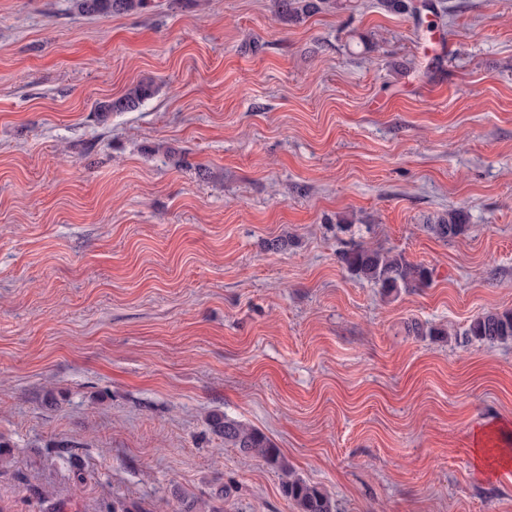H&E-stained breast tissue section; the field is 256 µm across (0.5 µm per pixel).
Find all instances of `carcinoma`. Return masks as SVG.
Here are the masks:
<instances>
[{"instance_id":"obj_1","label":"carcinoma","mask_w":512,"mask_h":512,"mask_svg":"<svg viewBox=\"0 0 512 512\" xmlns=\"http://www.w3.org/2000/svg\"><path fill=\"white\" fill-rule=\"evenodd\" d=\"M149 0H77V8L85 14H112L145 8ZM388 12L420 17L422 11H434L433 4L423 0H380ZM283 17L294 20L301 12L318 9L317 0H277ZM154 93L150 83H137L121 98L96 105L94 115L101 122L114 112H122L139 106ZM467 218L461 210H450L433 223L424 225L425 230L443 241L451 240L464 232ZM339 261L353 275L367 280L388 295L403 288H417L431 282V271L422 264L408 261L401 253H392L368 247L362 243H349L338 252ZM466 335L488 343L512 337V312L487 311L474 318ZM213 432L224 438V445L264 459L278 468L283 475L282 490L296 512H338L336 501L322 488L293 475L278 448L261 431L225 414L214 413L209 418Z\"/></svg>"}]
</instances>
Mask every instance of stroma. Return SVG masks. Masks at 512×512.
Wrapping results in <instances>:
<instances>
[{
    "label": "stroma",
    "instance_id": "stroma-1",
    "mask_svg": "<svg viewBox=\"0 0 512 512\" xmlns=\"http://www.w3.org/2000/svg\"><path fill=\"white\" fill-rule=\"evenodd\" d=\"M432 3L0 0V512H293L215 412L339 512H512V0ZM77 8L85 14H112L146 8L149 0H76ZM380 5L387 12L395 14H407L419 18L422 11L425 10L433 12L435 17H440L435 12L433 4L428 1H422L418 4L415 0H380ZM153 93L154 88L151 83H137L130 87L121 98L96 105L94 115L100 122H105L112 115V112H122L136 108L144 100L151 97ZM466 223L464 212L454 209L438 218L435 224L426 225L425 230L438 239L448 241L463 233ZM339 261L353 275L377 285L387 295L402 288L427 286L431 271L408 261L403 254L382 251L362 243H348L338 252ZM466 336L488 343L512 337V312L487 311L477 316L471 321ZM209 425L224 444L264 459L283 475L282 490L297 512H338L336 501L322 488L295 477L283 460L279 448L261 431L221 413H213Z\"/></svg>",
    "mask_w": 512,
    "mask_h": 512
}]
</instances>
